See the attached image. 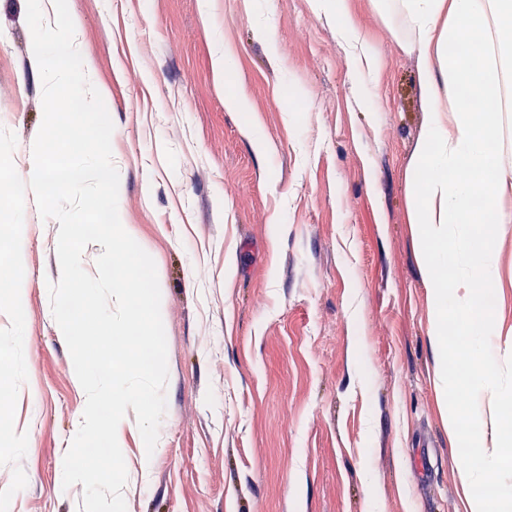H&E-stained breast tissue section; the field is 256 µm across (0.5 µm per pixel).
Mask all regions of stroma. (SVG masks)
<instances>
[{
	"label": "stroma",
	"mask_w": 512,
	"mask_h": 512,
	"mask_svg": "<svg viewBox=\"0 0 512 512\" xmlns=\"http://www.w3.org/2000/svg\"><path fill=\"white\" fill-rule=\"evenodd\" d=\"M352 2L379 59L365 82L316 0H67L114 123L119 217L155 262L167 340L153 452L135 413L123 419L127 512H467L407 201L420 59L401 14ZM42 89L26 0H0V128L24 179ZM230 93L243 109L226 106ZM58 230L26 193L15 429L28 483L9 512L82 505V485L56 487L86 405L47 287L61 275ZM495 249V394L508 409L512 224Z\"/></svg>",
	"instance_id": "obj_1"
}]
</instances>
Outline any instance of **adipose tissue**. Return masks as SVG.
Instances as JSON below:
<instances>
[{"instance_id":"1","label":"adipose tissue","mask_w":512,"mask_h":512,"mask_svg":"<svg viewBox=\"0 0 512 512\" xmlns=\"http://www.w3.org/2000/svg\"><path fill=\"white\" fill-rule=\"evenodd\" d=\"M416 35L418 83L427 120L420 161L408 175L410 221L424 247L423 274L432 289L436 333L455 331L443 358L465 376L445 382L448 431L476 448L462 458L461 483L470 491L468 512H512V490L477 494L491 470L512 469V418L491 394L496 373L485 353L496 329L489 292L500 285L496 228L512 223V155L504 152V127L512 114V0H400ZM352 50L355 67L372 76L373 47L352 19L350 0H324ZM481 198L482 209L472 201ZM498 431L484 445L486 428Z\"/></svg>"}]
</instances>
